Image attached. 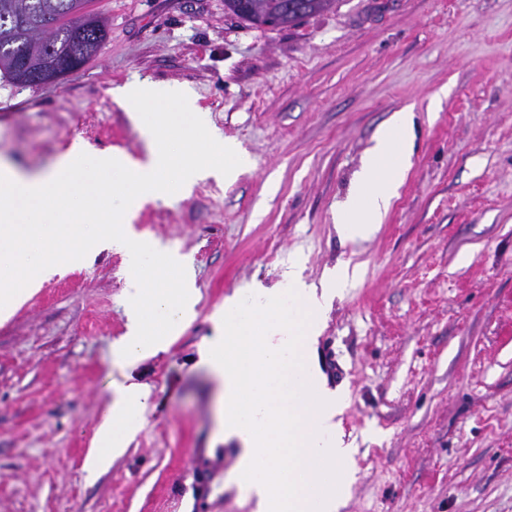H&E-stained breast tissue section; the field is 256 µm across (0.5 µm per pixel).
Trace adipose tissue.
<instances>
[{"label":"adipose tissue","instance_id":"ef3b65f1","mask_svg":"<svg viewBox=\"0 0 512 512\" xmlns=\"http://www.w3.org/2000/svg\"><path fill=\"white\" fill-rule=\"evenodd\" d=\"M414 115L393 113L355 186L337 215L349 240L373 236L410 167ZM354 273L341 264L321 286L303 279L293 261L282 288L252 285L224 300L212 322L214 336L200 351L219 390V433L238 456L227 482L250 501L253 512H340L354 481L339 416L340 395L327 387L315 355L325 314ZM151 390L119 388L99 423L90 474L121 455L134 427L131 411L150 406Z\"/></svg>","mask_w":512,"mask_h":512}]
</instances>
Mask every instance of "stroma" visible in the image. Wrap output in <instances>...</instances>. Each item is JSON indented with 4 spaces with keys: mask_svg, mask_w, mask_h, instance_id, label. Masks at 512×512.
Instances as JSON below:
<instances>
[{
    "mask_svg": "<svg viewBox=\"0 0 512 512\" xmlns=\"http://www.w3.org/2000/svg\"><path fill=\"white\" fill-rule=\"evenodd\" d=\"M110 34L61 84H0V161L46 170L74 144L146 160L115 88H188L250 165L148 197L128 226L190 260L195 319L129 369L131 275L114 248L0 322V512H252L226 477L218 386L198 349L225 297L359 267L316 346L356 472L342 512H512V0H336L284 28L224 0H94ZM412 109L406 178L370 239L336 216L377 130ZM148 384L125 453L89 477L110 393Z\"/></svg>",
    "mask_w": 512,
    "mask_h": 512,
    "instance_id": "1",
    "label": "stroma"
}]
</instances>
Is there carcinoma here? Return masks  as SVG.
Returning a JSON list of instances; mask_svg holds the SVG:
<instances>
[{"label": "carcinoma", "instance_id": "1", "mask_svg": "<svg viewBox=\"0 0 512 512\" xmlns=\"http://www.w3.org/2000/svg\"><path fill=\"white\" fill-rule=\"evenodd\" d=\"M302 11L285 8V0H224V12L257 28L292 27L333 8L336 0H300ZM90 10V0H0V80L19 85L26 63L50 56L87 63L108 36L106 20L95 14L96 28L78 32L70 13Z\"/></svg>", "mask_w": 512, "mask_h": 512}]
</instances>
